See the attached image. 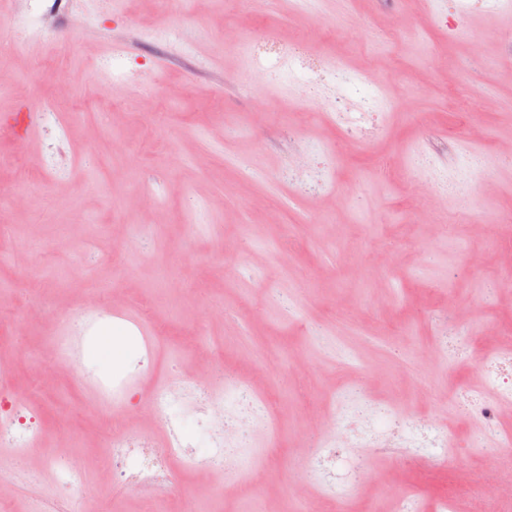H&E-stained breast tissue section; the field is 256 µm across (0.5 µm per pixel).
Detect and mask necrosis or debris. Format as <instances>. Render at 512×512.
Listing matches in <instances>:
<instances>
[{"label": "necrosis or debris", "instance_id": "1", "mask_svg": "<svg viewBox=\"0 0 512 512\" xmlns=\"http://www.w3.org/2000/svg\"><path fill=\"white\" fill-rule=\"evenodd\" d=\"M107 21L120 29L128 24L129 16L118 6L104 10L100 0H28L25 10L14 19L15 44L21 48L37 41H51L60 53L68 55L74 50L68 27L92 28ZM224 48L245 55L257 66L266 60L287 66L301 106L308 114L322 111L314 92L327 84H336L357 97L362 122L340 126L339 132L346 141L357 142L381 132L378 118L382 106L377 90L383 82L376 74L366 70L362 75H353L344 59L334 60L288 43L275 28L258 34L225 30ZM474 342L470 329L454 322L449 324L447 335L434 337L431 348L453 369L463 362ZM476 370V385L462 388L449 382L447 398L462 401L468 420L483 429L482 436L465 438L464 447L482 452L485 439L490 436L496 454L488 467L478 471L473 492L440 490L433 498V512H464L463 503L470 494L479 503L478 512H512V429L504 427L502 421L503 407L512 406V327L494 330L493 340ZM246 398L256 399L261 406L268 403L267 398L255 397L252 386L240 378L217 380L207 368L192 377L176 374L159 383L139 409L157 427L168 431L169 443L157 448L127 429L113 434L107 448L118 464L114 482L139 491L170 481L171 456L185 446L181 431L189 419L207 436L213 452L203 459L186 454V465L223 470L225 448L236 446L253 430L251 418L229 412L230 407ZM40 423L39 414L25 399L9 387H0L1 447L18 451L32 447L40 439ZM325 425V432L306 459L304 476L339 493L348 485H362L368 478L358 465L354 449L376 448L416 464L425 461L433 473L447 470L455 454L447 429L430 412L374 407L352 389L337 394L336 406L326 414ZM57 459L53 450L44 457L45 465L57 470L53 485L34 482L29 486L34 512H49L48 504L55 500L57 491L80 482L84 476L80 457H71L61 468L56 465Z\"/></svg>", "mask_w": 512, "mask_h": 512}]
</instances>
